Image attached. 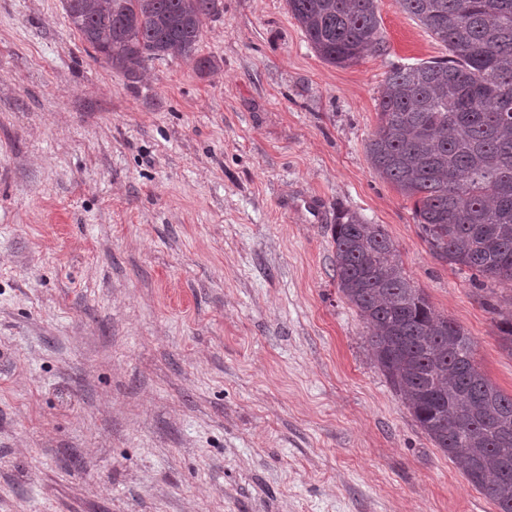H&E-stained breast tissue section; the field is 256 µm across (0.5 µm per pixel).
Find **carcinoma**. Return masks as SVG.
Returning <instances> with one entry per match:
<instances>
[{
	"label": "carcinoma",
	"instance_id": "1",
	"mask_svg": "<svg viewBox=\"0 0 512 512\" xmlns=\"http://www.w3.org/2000/svg\"><path fill=\"white\" fill-rule=\"evenodd\" d=\"M326 63L349 66L383 43L377 0H286ZM449 56L392 68L366 144L372 169L414 200L438 258L512 283V0H398ZM93 58L138 78L180 56L199 70L207 21L223 0H63ZM339 292L373 329L378 367L415 421L498 512H512V394L479 370L458 323L414 285L380 224L342 212L331 225Z\"/></svg>",
	"mask_w": 512,
	"mask_h": 512
}]
</instances>
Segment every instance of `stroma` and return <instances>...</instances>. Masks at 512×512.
<instances>
[{"label":"stroma","mask_w":512,"mask_h":512,"mask_svg":"<svg viewBox=\"0 0 512 512\" xmlns=\"http://www.w3.org/2000/svg\"><path fill=\"white\" fill-rule=\"evenodd\" d=\"M337 67L286 0H224L200 72L94 61L62 0H0V512H497L417 425L339 293L383 225L512 394V291L436 258L365 144L445 46L378 0Z\"/></svg>","instance_id":"stroma-1"}]
</instances>
